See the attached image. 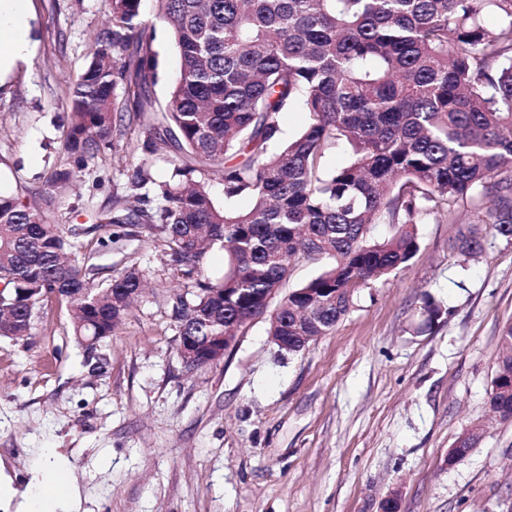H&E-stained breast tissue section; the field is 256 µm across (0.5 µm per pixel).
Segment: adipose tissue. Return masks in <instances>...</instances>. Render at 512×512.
Masks as SVG:
<instances>
[{
	"instance_id": "obj_1",
	"label": "adipose tissue",
	"mask_w": 512,
	"mask_h": 512,
	"mask_svg": "<svg viewBox=\"0 0 512 512\" xmlns=\"http://www.w3.org/2000/svg\"><path fill=\"white\" fill-rule=\"evenodd\" d=\"M31 20L29 0H0V87L31 54ZM30 485L32 490L20 501L18 512H44L43 496L47 493L54 495L62 512H76L78 495L65 471L35 473Z\"/></svg>"
}]
</instances>
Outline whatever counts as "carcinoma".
I'll list each match as a JSON object with an SVG mask.
<instances>
[{"instance_id":"1","label":"carcinoma","mask_w":512,"mask_h":512,"mask_svg":"<svg viewBox=\"0 0 512 512\" xmlns=\"http://www.w3.org/2000/svg\"><path fill=\"white\" fill-rule=\"evenodd\" d=\"M178 51L163 128L145 149L172 166L166 181L136 171L130 199L83 229H105L103 247L141 231L163 236L171 265L187 283L168 295L183 343L235 336L264 314L297 257L332 264L279 302L273 343L288 353L304 336H325L355 304L358 290L405 267L419 250L417 225L458 222L457 249L484 251L480 225L512 240V0H157ZM110 23L70 89L66 150L77 169L68 184L112 145L117 116L133 103L144 118L147 80L158 61L140 17V0H107ZM500 17L488 29L485 12ZM124 85V99L116 90ZM298 102L306 127L280 140L278 114ZM339 144L348 164L330 169ZM156 205L142 208L148 193ZM246 196L251 206L237 209ZM386 224L391 233L375 239ZM121 231L114 232L112 228ZM227 250L220 278L202 275L211 245ZM60 225L40 207L0 190V281L40 288L32 305L3 314L4 336L23 338L39 304L70 307L79 345L122 324L144 277L136 266L102 285L79 264ZM492 410L512 417V323L501 333Z\"/></svg>"}]
</instances>
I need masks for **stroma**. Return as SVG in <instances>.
Here are the masks:
<instances>
[{"mask_svg": "<svg viewBox=\"0 0 512 512\" xmlns=\"http://www.w3.org/2000/svg\"><path fill=\"white\" fill-rule=\"evenodd\" d=\"M37 44L0 90V182L68 230L128 193L136 168L164 179L136 122L65 187V102L105 0H30ZM152 27L153 109L165 111L178 74L169 26L141 0ZM462 224L425 221L402 269L360 289L334 330L295 354L279 352L269 318L246 322L219 362L190 370L166 295L182 277L161 236L101 247L77 238L81 265L103 281L134 265L146 290L106 339L90 373L65 302L43 301L30 336L0 337V469L25 489L33 471L74 472L79 512H512V419L489 393L502 328L512 323V241L487 237L482 257L456 248ZM440 308L428 322L426 299ZM470 455L448 465L459 437Z\"/></svg>", "mask_w": 512, "mask_h": 512, "instance_id": "stroma-1", "label": "stroma"}]
</instances>
